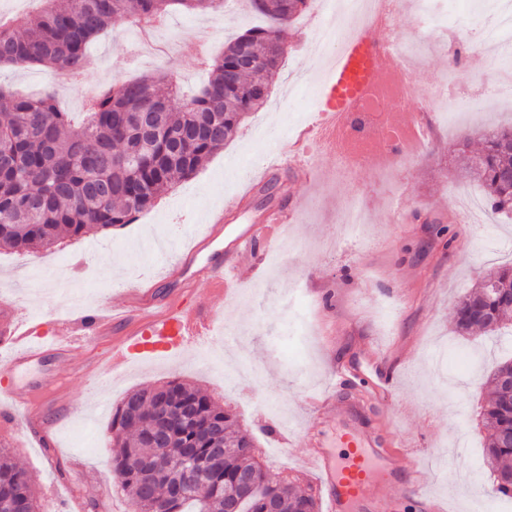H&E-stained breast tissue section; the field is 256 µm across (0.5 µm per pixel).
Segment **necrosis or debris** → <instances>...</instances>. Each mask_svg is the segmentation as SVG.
Wrapping results in <instances>:
<instances>
[{
  "label": "necrosis or debris",
  "instance_id": "obj_1",
  "mask_svg": "<svg viewBox=\"0 0 512 512\" xmlns=\"http://www.w3.org/2000/svg\"><path fill=\"white\" fill-rule=\"evenodd\" d=\"M351 28L374 27L389 30L402 6V0H344ZM387 53L396 62L376 84L368 86L351 103L348 112L336 125V134L324 138V149L335 155L342 170L353 171L376 153L375 173L395 169L418 159L431 144L437 124H450L448 102L465 89L460 69L449 63L444 75L426 90L431 106L418 109L412 104L417 89L409 87L406 76L415 59L411 44L394 38L385 43Z\"/></svg>",
  "mask_w": 512,
  "mask_h": 512
}]
</instances>
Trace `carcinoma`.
<instances>
[{"label": "carcinoma", "mask_w": 512, "mask_h": 512, "mask_svg": "<svg viewBox=\"0 0 512 512\" xmlns=\"http://www.w3.org/2000/svg\"><path fill=\"white\" fill-rule=\"evenodd\" d=\"M45 7L33 22L16 18L0 22V64H26L49 69L54 81L84 71L89 45L112 28L116 18L135 22L161 20L174 7L215 10L220 0H42ZM310 0H264L258 13L269 24L248 30L224 48L209 65L208 82L183 99L163 78L112 84L93 101L82 122L61 111L53 93L38 98L0 89V249L32 253L49 250L63 237L80 238L97 229L128 224L131 216L151 208L181 179L191 177L213 153L224 148L251 112L259 111L285 56L280 31L308 10ZM265 57L260 70L238 68L243 46ZM236 71L233 81L228 71ZM162 109L161 129L141 136L139 114ZM469 139L458 152L471 179L483 188L494 214H512V130L486 132L480 151L468 153ZM499 288L490 296L476 283L457 303V330H480L493 336L512 318V266L495 271ZM512 374V358L498 362L488 374L490 395L481 410L488 437L484 465L493 476L494 494H512V447L500 433L512 430V391L499 377ZM170 411L190 405L193 422L176 426L162 445L153 442L155 427L146 415L133 416L125 407L138 402L145 390L123 400L112 417L117 448L112 469L123 476L121 491L132 512H225L238 496L242 473L253 475L256 488L240 501L239 512H265L275 499L279 512H318L312 490L294 489L286 480H271L253 450V440L236 428L224 406L207 392L177 379L154 387ZM224 433V465L208 466V429ZM188 448L198 462L196 480L177 490L178 473L152 484L145 495L146 462L164 457V464L181 463ZM0 512H39L34 489L6 446H0Z\"/></svg>", "instance_id": "1"}]
</instances>
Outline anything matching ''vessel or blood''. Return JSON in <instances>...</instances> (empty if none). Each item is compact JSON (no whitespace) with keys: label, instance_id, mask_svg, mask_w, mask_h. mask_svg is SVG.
<instances>
[{"label":"vessel or blood","instance_id":"1","mask_svg":"<svg viewBox=\"0 0 512 512\" xmlns=\"http://www.w3.org/2000/svg\"><path fill=\"white\" fill-rule=\"evenodd\" d=\"M376 48L377 40L368 32L340 39L337 58L321 89L319 130L325 132L335 127L350 100L380 79L384 60ZM294 214L291 207H271L259 223L250 225L227 243L223 240L224 213L213 211L205 230L195 235L192 248L180 256L176 295L160 300L147 291L131 295L118 311L78 307L67 317L2 326L0 334L7 336L15 348L9 366L18 369L32 362H47L78 349L84 355L82 371L99 376L104 363L98 351L99 340L116 325L126 326L127 337L111 362L113 368L175 348L176 337L213 326L209 310L189 297V289L202 279L232 283L242 257L258 253L260 247L268 245L275 228L291 221ZM384 355V350L376 347L356 370L337 366V384L348 381L352 389L346 398H325L317 410L336 415L347 410L354 420L340 436L338 451L323 446L307 455L304 462L317 473L325 490L327 512H385L391 492L397 488L408 491L421 512H446L441 499L426 491L417 456L397 443H384L361 422L377 402L391 395L378 373V361ZM39 412L48 423L58 420L53 400L24 396L10 388L0 390V421L14 423Z\"/></svg>","mask_w":512,"mask_h":512}]
</instances>
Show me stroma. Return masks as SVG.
<instances>
[{
    "label": "stroma",
    "instance_id": "obj_1",
    "mask_svg": "<svg viewBox=\"0 0 512 512\" xmlns=\"http://www.w3.org/2000/svg\"><path fill=\"white\" fill-rule=\"evenodd\" d=\"M452 13V12H451ZM489 16L479 9L452 13L449 31L426 28L412 10L400 11L389 35L425 46L421 64L408 81L421 85L447 69L453 48H464V81L479 84L494 77L498 60L481 41ZM242 0H227L206 13L172 12L155 28L157 48L142 51L136 26L116 19L110 34L90 48L92 86H108L163 72L192 95L208 71L193 56L205 44L218 56L246 29L264 25ZM321 36L319 24L302 16L283 30L288 51L265 106L247 116L236 136L214 153L190 178L176 184L132 223L67 239L38 258L0 250V299L14 301L18 316L41 310L70 313L67 288L87 292L89 307H113L125 301L124 288L135 279L170 293L178 275L179 255L140 251L145 238L177 239L183 226L204 223L239 192L242 172L259 167L272 139L291 137L314 118L325 62L310 46ZM0 86L23 94L50 88L58 107L80 112L90 86L51 83L39 68L0 65ZM512 127V102H472L461 112L455 132L480 139L487 127ZM323 175L314 186L300 184L289 163L275 176L300 207L288 233L308 243L304 253L278 263L256 265L242 259L233 294L199 282L197 300L234 329L232 343L214 336H187L176 353L130 362L109 382L90 389L74 351L57 368L56 389L67 419L53 428L46 445L36 444L24 427L0 424V444L9 447L33 483L41 512H128V502L112 477L108 427L116 407L131 391L178 378L206 389L223 402L241 428L254 439L255 455L273 479L318 485L303 458L313 444L306 395L328 385L333 361H358L368 345L388 349L384 365L394 395L379 402L369 416L387 439L402 441L421 456L429 491L448 503V512H512V499L492 495V479L483 467L484 433L478 412L483 401L486 365L512 353V335H460L455 329L458 298L489 270L512 263V218L489 217L485 196L458 168V152L440 134L419 160L391 177H374L371 166L349 174L335 156L306 144ZM367 209L363 236L343 234L338 215L350 195ZM390 305L391 321H380V306ZM474 353L471 376L439 369L437 347Z\"/></svg>",
    "mask_w": 512,
    "mask_h": 512
}]
</instances>
